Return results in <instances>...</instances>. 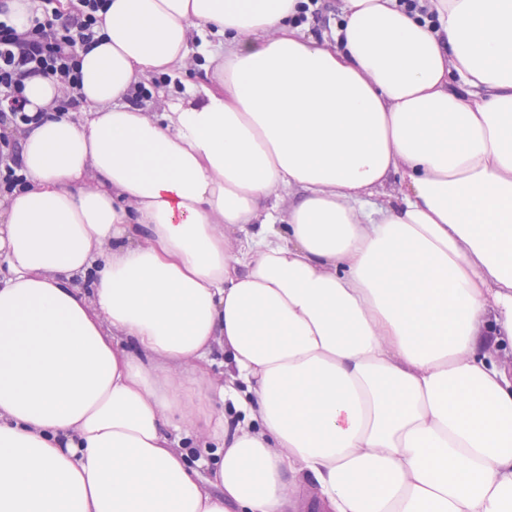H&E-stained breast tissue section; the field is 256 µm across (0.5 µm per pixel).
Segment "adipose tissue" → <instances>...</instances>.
<instances>
[{
	"label": "adipose tissue",
	"mask_w": 512,
	"mask_h": 512,
	"mask_svg": "<svg viewBox=\"0 0 512 512\" xmlns=\"http://www.w3.org/2000/svg\"><path fill=\"white\" fill-rule=\"evenodd\" d=\"M299 2L108 0L78 119L27 80L0 512H512V0ZM323 1V2H322ZM310 0L308 3L302 1L300 5V11L298 14V20L300 23L305 22L304 32L307 35L321 36L324 32L330 33V25H334L336 20H339L341 13V0ZM325 4L326 9L323 13L324 19L319 25L314 24L311 19L308 20V13L313 19H318L322 13V3ZM312 7V9H311ZM202 64H204L202 56L197 51L192 52L187 63L176 73L175 78L159 75L143 79L141 85L146 86L148 94L143 98H138L142 97L145 92L144 87L139 86L138 90L135 91V98H138V102L147 106L148 112L164 111L167 106L166 102L170 100L169 91H183L190 84L210 82L211 70L206 73Z\"/></svg>",
	"instance_id": "ef3b65f1"
}]
</instances>
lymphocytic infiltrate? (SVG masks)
<instances>
[{"label":"lymphocytic infiltrate","instance_id":"lymphocytic-infiltrate-1","mask_svg":"<svg viewBox=\"0 0 512 512\" xmlns=\"http://www.w3.org/2000/svg\"><path fill=\"white\" fill-rule=\"evenodd\" d=\"M81 10L67 24L54 20L53 0H41V9L30 12L25 27L15 26L10 10L0 0V190L12 193L25 184L20 163L8 149V128L30 120L24 95L28 79L41 76L58 83L63 106L80 103L82 51L94 36L97 14L107 0H80Z\"/></svg>","mask_w":512,"mask_h":512}]
</instances>
